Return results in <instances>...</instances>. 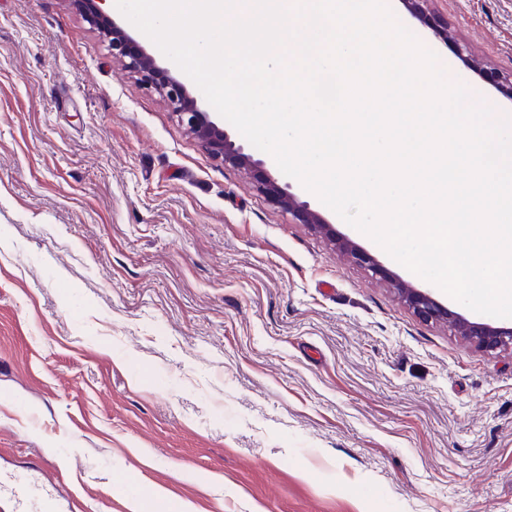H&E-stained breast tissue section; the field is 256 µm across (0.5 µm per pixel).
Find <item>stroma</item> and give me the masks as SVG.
Returning a JSON list of instances; mask_svg holds the SVG:
<instances>
[{
  "label": "stroma",
  "instance_id": "35a3bbf8",
  "mask_svg": "<svg viewBox=\"0 0 512 512\" xmlns=\"http://www.w3.org/2000/svg\"><path fill=\"white\" fill-rule=\"evenodd\" d=\"M386 3L512 113L478 74L512 73V0H426L446 42ZM3 474L71 512L159 487L196 512H512V352L421 320L213 159L73 0H0Z\"/></svg>",
  "mask_w": 512,
  "mask_h": 512
}]
</instances>
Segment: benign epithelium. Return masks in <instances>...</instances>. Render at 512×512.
<instances>
[{"mask_svg": "<svg viewBox=\"0 0 512 512\" xmlns=\"http://www.w3.org/2000/svg\"><path fill=\"white\" fill-rule=\"evenodd\" d=\"M73 2L81 7L92 25L112 38L113 57L137 74L145 84L155 87L163 94L187 131L213 158L247 172L274 205L290 214L299 223L327 235L332 244L356 264L388 283L420 319L426 322L451 324L457 335L463 337L479 352L512 350V327L467 319L448 309L430 292L394 275L352 240L336 235L332 225L325 221L320 212L311 208L308 202L300 200L291 191L289 184H283L269 174L262 160L254 158L242 145L233 141L224 129L212 120L210 112L198 104L186 84L169 70L160 67L156 59L147 53L136 39L100 8L97 0ZM424 2L426 0H403L411 13L432 27L436 37L448 41V28L436 20L430 21L423 10Z\"/></svg>", "mask_w": 512, "mask_h": 512, "instance_id": "benign-epithelium-1", "label": "benign epithelium"}]
</instances>
